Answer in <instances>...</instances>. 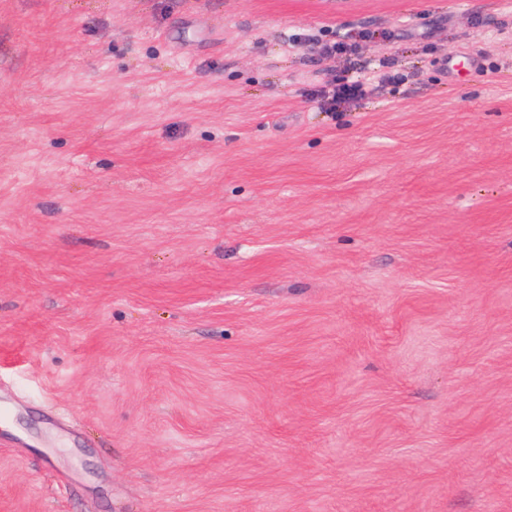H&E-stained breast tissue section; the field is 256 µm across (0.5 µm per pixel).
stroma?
<instances>
[{
    "mask_svg": "<svg viewBox=\"0 0 512 512\" xmlns=\"http://www.w3.org/2000/svg\"><path fill=\"white\" fill-rule=\"evenodd\" d=\"M0 406V512H512V0H0ZM391 76L379 67H365L355 71L348 78L329 91V112H337L339 108L351 101L365 98L377 91L383 83L390 81Z\"/></svg>",
    "mask_w": 512,
    "mask_h": 512,
    "instance_id": "35a3bbf8",
    "label": "stroma"
}]
</instances>
